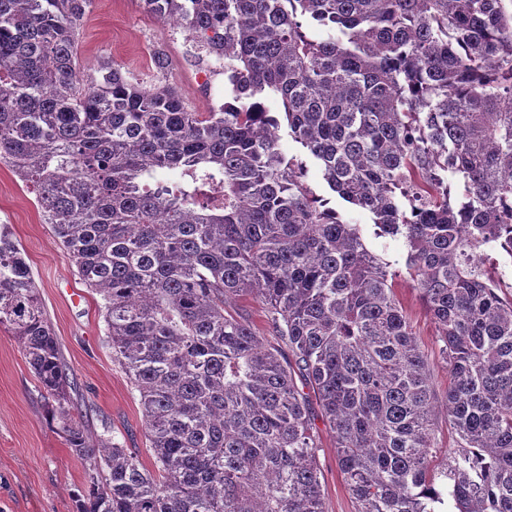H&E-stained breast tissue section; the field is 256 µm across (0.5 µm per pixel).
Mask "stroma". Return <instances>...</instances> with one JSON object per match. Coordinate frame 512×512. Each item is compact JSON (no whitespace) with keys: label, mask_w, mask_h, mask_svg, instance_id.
I'll return each mask as SVG.
<instances>
[{"label":"stroma","mask_w":512,"mask_h":512,"mask_svg":"<svg viewBox=\"0 0 512 512\" xmlns=\"http://www.w3.org/2000/svg\"><path fill=\"white\" fill-rule=\"evenodd\" d=\"M186 32L159 21L141 0H93L80 26L77 56L82 73L95 77L110 60L144 86L172 83L187 108L208 112L224 103V64L197 65L187 52ZM170 60L166 72L153 64L154 51ZM285 156L305 162L306 181L317 195L329 198L343 221L360 225L367 247L395 271V291L410 316L416 337L428 356L437 397H444L448 372L437 357L435 329L420 293L405 268L402 242L374 233L371 215L332 195L315 163L287 129L279 131ZM0 224L10 225L40 291L46 314L59 339L74 386L71 397L82 409L89 438L104 429L141 460H148L139 394L112 357L105 342L99 295L85 292L72 302L70 289L81 282L68 253L51 236L33 193L6 163L0 162ZM324 473L325 512H356V502L336 466L331 438L319 454ZM83 482V465L51 421L48 403L16 338L0 329V512H76L74 494Z\"/></svg>","instance_id":"obj_1"}]
</instances>
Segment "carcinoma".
Wrapping results in <instances>:
<instances>
[{
  "instance_id": "cac0c4a2",
  "label": "carcinoma",
  "mask_w": 512,
  "mask_h": 512,
  "mask_svg": "<svg viewBox=\"0 0 512 512\" xmlns=\"http://www.w3.org/2000/svg\"><path fill=\"white\" fill-rule=\"evenodd\" d=\"M93 0H0V161L102 300L153 462L91 440L18 242L0 225V329L82 461L77 512H325L321 434L357 512H512V0H142L224 60L232 95L193 112L76 39ZM401 239L448 370L433 375L357 224ZM263 309L265 333L236 303Z\"/></svg>"
}]
</instances>
